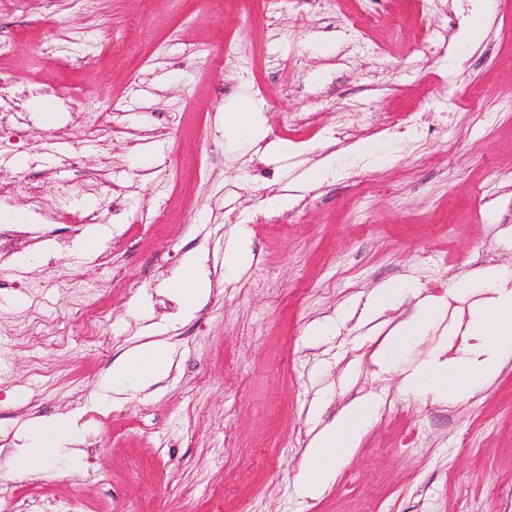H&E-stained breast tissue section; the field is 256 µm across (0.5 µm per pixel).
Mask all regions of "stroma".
<instances>
[{"label":"stroma","instance_id":"35a3bbf8","mask_svg":"<svg viewBox=\"0 0 512 512\" xmlns=\"http://www.w3.org/2000/svg\"><path fill=\"white\" fill-rule=\"evenodd\" d=\"M483 1L0 0V73L45 89L54 115L29 107L0 131V212L30 216L0 221V507L512 512V353L444 400L408 387L420 362L486 358L471 313L498 291L471 282L512 269V182L485 178L512 167V0H487L482 40L461 42ZM74 92L83 111H64ZM243 98L255 141L224 127ZM369 144L380 154H359ZM21 180L40 204L13 191ZM241 225L249 258L230 277ZM191 252L212 289L184 321L167 283ZM397 281L401 296L369 312ZM86 305L90 336L68 319ZM427 305L434 330L398 345ZM319 321L329 334L310 338ZM154 342L171 347L167 379L100 400L113 358ZM359 396L379 404L359 448L302 496L304 449ZM58 415L84 443L14 472L29 422Z\"/></svg>","mask_w":512,"mask_h":512}]
</instances>
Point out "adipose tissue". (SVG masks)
Masks as SVG:
<instances>
[{"label": "adipose tissue", "instance_id": "obj_1", "mask_svg": "<svg viewBox=\"0 0 512 512\" xmlns=\"http://www.w3.org/2000/svg\"><path fill=\"white\" fill-rule=\"evenodd\" d=\"M169 287L180 301L183 317H193L208 298L211 281L208 273L187 255ZM473 328L490 350L480 363L459 369L451 364L424 363L411 375L414 391L430 390L438 394L463 389L465 381L488 382L500 371L499 356L512 350V292L502 293L488 308L477 311ZM171 367L166 343L155 342L132 347L116 357L100 383L102 395L122 394L146 389L159 382ZM375 413L372 401L350 403L336 420L321 429L305 449L298 476L301 492L317 497L336 478L338 466L359 447ZM27 448L14 457V468L23 474L44 472L52 457L71 444L76 426L67 416L51 422H34Z\"/></svg>", "mask_w": 512, "mask_h": 512}]
</instances>
